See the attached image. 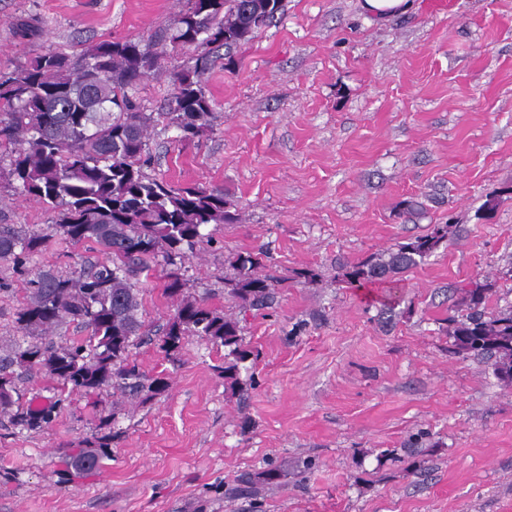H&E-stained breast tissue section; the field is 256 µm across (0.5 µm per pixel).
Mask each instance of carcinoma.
Instances as JSON below:
<instances>
[{
	"mask_svg": "<svg viewBox=\"0 0 512 512\" xmlns=\"http://www.w3.org/2000/svg\"><path fill=\"white\" fill-rule=\"evenodd\" d=\"M283 11V0H188L176 25L150 41L103 40L75 59L48 52L0 73V163L8 162L15 192L55 214L54 230L63 242L90 244L105 256L69 275L43 269L22 288L0 276L1 294H21L10 350L0 355V415L12 425L42 430L56 406L73 395L91 397L110 387L133 399L165 390L166 378L148 375L130 358L131 348L150 336L137 284L155 263L166 267L163 294L178 300L158 337L164 358L180 365L184 337L199 336L224 348V363L215 370L225 389L241 398L247 394L241 369L258 354L237 320L183 294L177 268L199 244L211 241L212 234L203 233L207 226L236 221L234 203L219 188L174 186L148 175L147 139L160 122L176 129L182 143L212 128L215 116L202 82L210 65L206 48L245 43ZM159 45L191 56L169 73L173 93L167 111L148 112L130 91L163 71ZM447 228L437 226L344 265L338 279L358 290L415 268L438 249ZM47 239L0 224V262L12 263L13 273L22 276ZM265 259L262 251H246L231 260L229 294L244 309L271 305L282 287L280 278L260 273ZM493 288L486 281L467 290L470 313L453 321V345L495 358L497 373H512V309L489 315L482 310ZM64 323L86 336L54 340ZM33 372L45 375L57 391L55 401L39 410L22 402L18 387L20 376ZM111 441L110 433L85 441V449L70 457V468L81 471L110 459ZM287 478L288 468L269 464L242 475L234 495L253 498Z\"/></svg>",
	"mask_w": 512,
	"mask_h": 512,
	"instance_id": "carcinoma-1",
	"label": "carcinoma"
}]
</instances>
